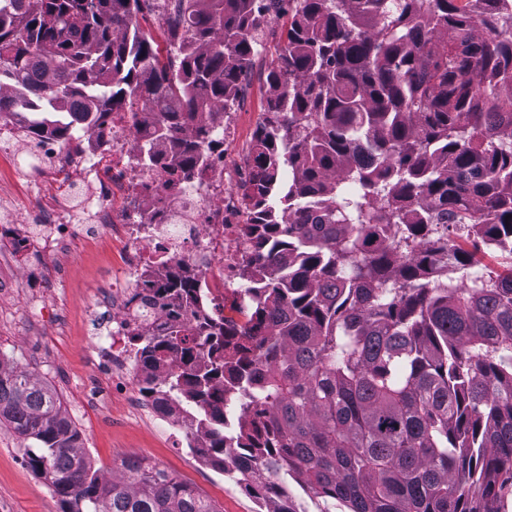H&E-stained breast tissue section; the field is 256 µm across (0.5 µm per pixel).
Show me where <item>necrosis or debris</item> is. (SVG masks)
I'll return each mask as SVG.
<instances>
[{
    "label": "necrosis or debris",
    "mask_w": 512,
    "mask_h": 512,
    "mask_svg": "<svg viewBox=\"0 0 512 512\" xmlns=\"http://www.w3.org/2000/svg\"><path fill=\"white\" fill-rule=\"evenodd\" d=\"M98 109L89 98L78 109L66 104L69 130L63 137L38 127L35 113L0 116V149L23 150L18 169L29 182L50 185L57 197L50 204L42 194L25 190V209L13 216L15 252L34 249L54 265L61 243L72 234L92 241L104 230L121 245L122 266L91 311L105 329L95 344L91 372L122 393L129 380L161 371L130 352V336L161 334L177 314L194 325L222 317L225 298L243 288L239 271L250 251L242 234L240 195L229 183L221 150L206 152L199 175L187 180L167 162L180 141L158 138L156 107L139 105L104 122ZM176 271L191 275L198 302L175 291L156 295V287ZM136 292L152 299L149 316H134L129 299ZM148 410L186 447L208 443L209 424L180 406Z\"/></svg>",
    "instance_id": "4bbe7bcc"
}]
</instances>
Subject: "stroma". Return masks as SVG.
I'll list each match as a JSON object with an SVG mask.
<instances>
[{"instance_id":"35a3bbf8","label":"stroma","mask_w":512,"mask_h":512,"mask_svg":"<svg viewBox=\"0 0 512 512\" xmlns=\"http://www.w3.org/2000/svg\"><path fill=\"white\" fill-rule=\"evenodd\" d=\"M283 31L282 20L274 17L263 27L244 97L224 142L229 163H238L250 153L253 132L266 105L264 73ZM61 252L62 264L53 268L39 255L28 256L22 287L0 297V356L30 370L57 392L81 434L85 454L99 472L137 453L195 487L222 512H256L254 499L235 480L202 465L151 416L132 413L128 402L141 394L138 381L129 383L125 396L107 394L96 404L83 400L95 345L89 310L120 257L107 236L93 245L71 237ZM22 446V439L0 430V512H59L48 484L28 468Z\"/></svg>"}]
</instances>
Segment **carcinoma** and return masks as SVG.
<instances>
[{
    "label": "carcinoma",
    "mask_w": 512,
    "mask_h": 512,
    "mask_svg": "<svg viewBox=\"0 0 512 512\" xmlns=\"http://www.w3.org/2000/svg\"><path fill=\"white\" fill-rule=\"evenodd\" d=\"M0 0L2 112L168 102L165 135L237 103L269 16L288 17L252 138L243 236L261 263L218 322L142 346V387L214 422L206 454L273 512H504L512 495V7L506 0H180L161 62L155 0ZM181 151L189 178L204 128ZM373 144L368 166L356 140ZM343 175L333 183L330 176ZM509 259L465 288L452 268ZM192 297L176 276L156 292ZM220 402L254 426L224 423ZM59 512H221L142 461L106 479L57 393L0 359V425ZM139 23L141 29L159 45L162 55L165 57L171 48L170 36L166 28L160 24L157 11L146 12L144 17H139Z\"/></svg>",
    "instance_id": "1"
}]
</instances>
